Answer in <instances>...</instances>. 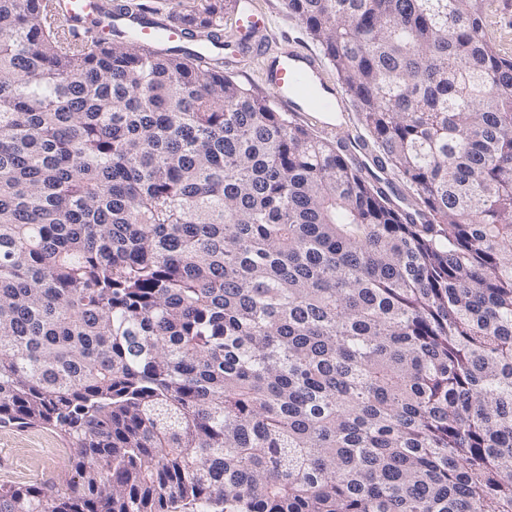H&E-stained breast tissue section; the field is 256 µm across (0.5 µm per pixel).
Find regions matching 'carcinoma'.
<instances>
[{
    "label": "carcinoma",
    "instance_id": "cac0c4a2",
    "mask_svg": "<svg viewBox=\"0 0 512 512\" xmlns=\"http://www.w3.org/2000/svg\"><path fill=\"white\" fill-rule=\"evenodd\" d=\"M489 0H286L364 167L199 58L0 0V512H512V56ZM137 15L152 0H119ZM224 0L167 15L224 38ZM490 1L484 31L503 54L512 56V0ZM75 476L72 451L59 431L0 426V485L45 483L55 488Z\"/></svg>",
    "mask_w": 512,
    "mask_h": 512
}]
</instances>
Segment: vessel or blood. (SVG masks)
Segmentation results:
<instances>
[{"instance_id":"obj_1","label":"vessel or blood","mask_w":512,"mask_h":512,"mask_svg":"<svg viewBox=\"0 0 512 512\" xmlns=\"http://www.w3.org/2000/svg\"><path fill=\"white\" fill-rule=\"evenodd\" d=\"M58 11L76 33L86 30L107 34L112 28L136 29L144 43H183L188 39L183 27L174 21L162 19L147 25L130 17H107L108 0H57ZM239 48L244 52L262 51L263 18L253 9L252 0H241L237 10ZM262 69V82L273 91L280 106L292 113L317 114L325 133L339 134L340 142L349 151L361 150L354 138L345 136L343 127L336 122L341 110V93L324 78L322 60L299 42L266 54Z\"/></svg>"}]
</instances>
